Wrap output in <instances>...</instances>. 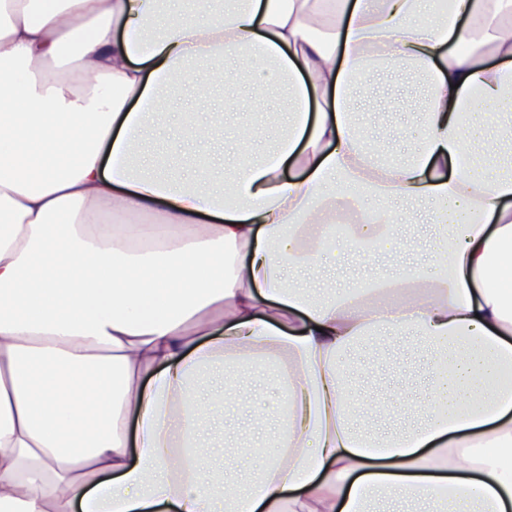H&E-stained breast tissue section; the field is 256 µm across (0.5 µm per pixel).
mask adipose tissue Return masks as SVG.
<instances>
[{"instance_id": "ef3b65f1", "label": "adipose tissue", "mask_w": 512, "mask_h": 512, "mask_svg": "<svg viewBox=\"0 0 512 512\" xmlns=\"http://www.w3.org/2000/svg\"><path fill=\"white\" fill-rule=\"evenodd\" d=\"M248 60L287 88L254 157L237 129L223 197L182 142L146 157L161 93L200 105ZM192 62L201 70L189 71ZM418 68L423 136L405 156L359 129L370 74ZM232 196L234 205L224 203ZM436 272L317 295L341 216L349 248L413 247ZM113 216L91 224L92 216ZM151 214L185 233L158 237ZM415 340L377 427L348 381L379 339ZM276 370L275 455L226 473L203 431L239 367ZM137 428L129 447L128 428ZM512 512V0H0V512Z\"/></svg>"}]
</instances>
